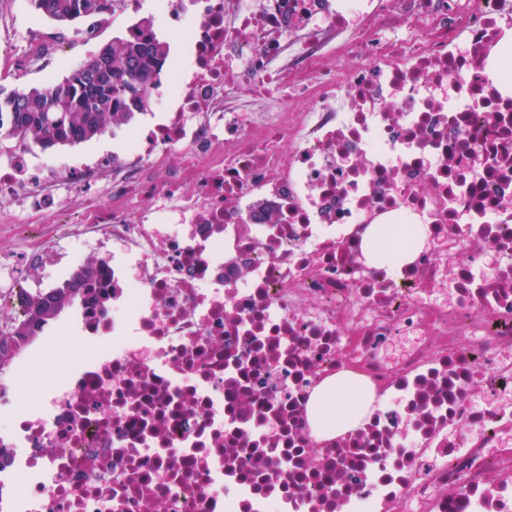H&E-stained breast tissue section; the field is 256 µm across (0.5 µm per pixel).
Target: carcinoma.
Listing matches in <instances>:
<instances>
[{"instance_id":"1","label":"carcinoma","mask_w":512,"mask_h":512,"mask_svg":"<svg viewBox=\"0 0 512 512\" xmlns=\"http://www.w3.org/2000/svg\"><path fill=\"white\" fill-rule=\"evenodd\" d=\"M47 18L68 23L110 9L111 0H33ZM112 69L95 67L86 93L69 78L48 85L14 89L0 88V114L10 123L0 125V136L32 142L39 147L74 145L102 135L110 126L131 122L147 109L146 87L163 71L170 45L160 39L150 18L129 28L127 35L110 42ZM103 287L90 267L73 273L59 288L44 291L29 301L30 315L7 331H0V373L10 367L39 333L56 320L66 307L94 287Z\"/></svg>"}]
</instances>
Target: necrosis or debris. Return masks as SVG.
<instances>
[{
	"label": "necrosis or debris",
	"mask_w": 512,
	"mask_h": 512,
	"mask_svg": "<svg viewBox=\"0 0 512 512\" xmlns=\"http://www.w3.org/2000/svg\"><path fill=\"white\" fill-rule=\"evenodd\" d=\"M138 9L112 0L71 35L22 37L17 81ZM509 14L169 0L186 63L164 68L124 157L50 166L15 140L0 199L40 227L28 273L0 255L16 316L73 243L105 286L51 328L77 343L52 386L18 361L0 512H512V95L486 73ZM353 18L359 49L325 69ZM375 224L428 225L429 244L375 268ZM344 371L373 411L316 439L311 396Z\"/></svg>",
	"instance_id": "obj_1"
}]
</instances>
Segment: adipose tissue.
<instances>
[{"label": "adipose tissue", "instance_id": "obj_1", "mask_svg": "<svg viewBox=\"0 0 512 512\" xmlns=\"http://www.w3.org/2000/svg\"><path fill=\"white\" fill-rule=\"evenodd\" d=\"M427 241L422 224H395L384 235L368 234L363 251L370 265L394 268L410 261ZM372 394L353 374L338 375L325 380L317 389L310 407L316 432L329 437L361 425L371 412Z\"/></svg>", "mask_w": 512, "mask_h": 512}]
</instances>
